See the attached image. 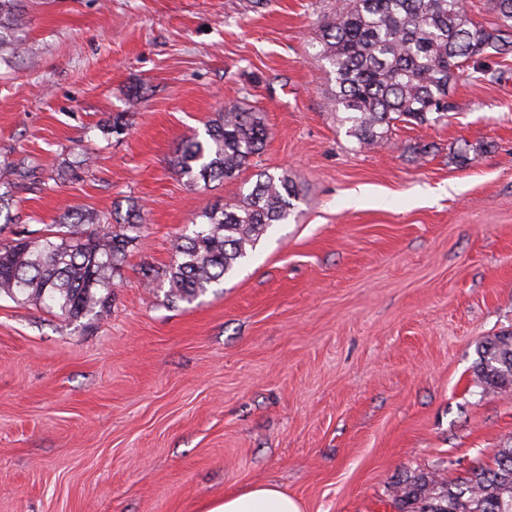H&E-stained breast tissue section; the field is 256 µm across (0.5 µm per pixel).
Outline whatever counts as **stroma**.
Instances as JSON below:
<instances>
[{
	"label": "stroma",
	"instance_id": "1",
	"mask_svg": "<svg viewBox=\"0 0 512 512\" xmlns=\"http://www.w3.org/2000/svg\"><path fill=\"white\" fill-rule=\"evenodd\" d=\"M338 3L23 0L25 50L0 56V240L72 207L135 202L144 228L105 317L0 296V512H203L263 483L302 512H398L397 482H460L512 443V388L474 373L512 332V62L457 79L447 124L358 148L314 47ZM237 102L269 130L256 168L189 184L179 144ZM259 169L297 183L288 221L193 302L142 287Z\"/></svg>",
	"mask_w": 512,
	"mask_h": 512
}]
</instances>
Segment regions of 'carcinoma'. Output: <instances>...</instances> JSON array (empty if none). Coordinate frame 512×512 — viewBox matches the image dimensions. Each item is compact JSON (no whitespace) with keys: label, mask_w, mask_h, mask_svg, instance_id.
<instances>
[{"label":"carcinoma","mask_w":512,"mask_h":512,"mask_svg":"<svg viewBox=\"0 0 512 512\" xmlns=\"http://www.w3.org/2000/svg\"><path fill=\"white\" fill-rule=\"evenodd\" d=\"M14 0H0V55L21 52L11 19ZM497 24L475 21L459 0H340L318 20L320 50L335 87L328 97L361 148L387 138L402 122L433 126L454 109L449 87L460 73L493 82L499 70L482 59L512 57V0H491ZM268 132L260 110L233 104L209 124L206 138L181 143L173 165L187 182L230 180L254 166ZM296 183L262 171L252 188L203 210L188 234L176 238L171 263L142 271V284L168 282V296L193 301L248 258L261 236L288 220ZM99 230L89 229L91 225ZM144 228L140 208L69 209L53 229L0 242V294L34 301L71 321L110 311L114 280L130 243ZM474 371L484 389L512 387V332L479 343ZM399 512H512V446L493 464L469 469L458 484L435 475L408 477L394 488Z\"/></svg>","instance_id":"cac0c4a2"}]
</instances>
